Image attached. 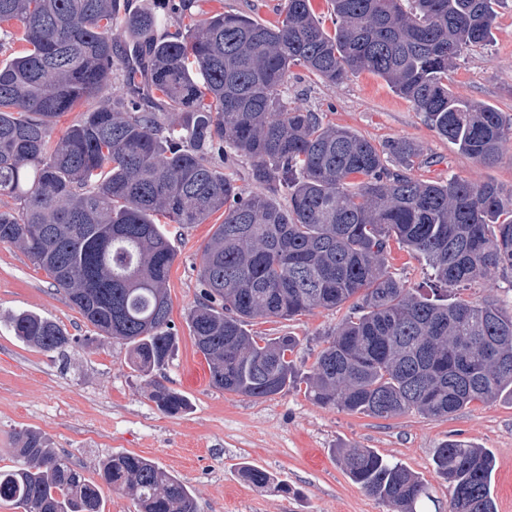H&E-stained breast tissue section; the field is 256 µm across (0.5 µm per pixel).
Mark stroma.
Here are the masks:
<instances>
[{
  "label": "stroma",
  "mask_w": 512,
  "mask_h": 512,
  "mask_svg": "<svg viewBox=\"0 0 512 512\" xmlns=\"http://www.w3.org/2000/svg\"><path fill=\"white\" fill-rule=\"evenodd\" d=\"M285 0H195L197 19L246 13L272 22ZM457 95L512 116V0H502L483 46L467 50L448 72ZM290 107L316 112L324 122L348 127L377 146L410 138L422 149L417 177L438 182L455 177L473 184L512 188V140L497 163L486 165L440 137L386 82L363 72L328 83L292 67L284 87ZM221 214L203 224L170 225L177 257L167 283L178 339L173 358L146 378L133 372L126 347L97 335L46 272L18 248L0 244V469L15 466L23 431L69 453L86 478L97 480L100 460L132 452L181 479L199 512H390L346 474L342 448H369L401 462L428 487L424 512H450L451 491L432 462L435 448L461 439L487 449L496 467L491 495L496 512H512V400L478 402L456 415L435 419L410 411L381 419L348 414L319 404L299 388L252 399L212 387L209 368L186 322L199 295L201 249ZM39 314L72 338L64 353L44 352L18 339L13 314ZM341 318L315 309L290 320L250 323L254 332L296 336L300 372ZM180 392L186 412L170 416L151 400L154 384ZM264 468L287 492L255 488L241 463Z\"/></svg>",
  "instance_id": "stroma-1"
}]
</instances>
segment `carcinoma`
<instances>
[{
    "mask_svg": "<svg viewBox=\"0 0 512 512\" xmlns=\"http://www.w3.org/2000/svg\"><path fill=\"white\" fill-rule=\"evenodd\" d=\"M498 2L329 0L330 31L311 0H285L267 23L235 13L197 20L192 0H179L186 34L136 15L118 49L120 0H0V34L26 44L0 66V196L17 204L0 212V243L43 268L99 335L128 345L131 369L147 377L176 344L166 288L176 251L163 225L203 224L221 211L187 316L212 387L262 399L296 385L299 340L259 336L247 323L346 306L303 378L312 400L375 418L417 410L444 419L512 399V313L448 297L512 273V189L412 178L405 171L421 157L413 140L380 149L282 96L294 65L334 84L368 72L461 153L493 165L512 117L456 95L448 69L489 41ZM117 66L122 97L112 96ZM85 104L53 137L58 118ZM229 155L249 161V180L266 192L215 165ZM394 245L426 260V287L389 274ZM12 327L45 352L72 342L37 314L14 315ZM151 400L169 415L187 408L161 384ZM16 453L18 466L0 471V500L24 512H103L98 485L40 435L23 433ZM339 456L392 512H419L430 499L399 462L369 448ZM433 464L452 490L451 512H494L486 449L448 440ZM241 472L256 488L272 485L259 467ZM98 475L138 512H198L179 478L140 455H112Z\"/></svg>",
    "mask_w": 512,
    "mask_h": 512,
    "instance_id": "1",
    "label": "carcinoma"
}]
</instances>
